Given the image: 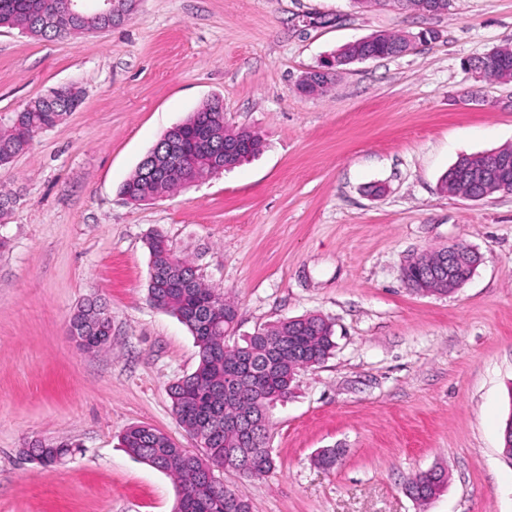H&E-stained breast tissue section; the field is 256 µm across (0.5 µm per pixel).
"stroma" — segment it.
I'll return each instance as SVG.
<instances>
[{
  "label": "stroma",
  "instance_id": "35a3bbf8",
  "mask_svg": "<svg viewBox=\"0 0 512 512\" xmlns=\"http://www.w3.org/2000/svg\"><path fill=\"white\" fill-rule=\"evenodd\" d=\"M431 30L408 53L341 70L319 97L294 85L341 45ZM512 44V0L396 11L353 0H138L103 33L39 40L0 27V118L73 83L80 106L0 166V512H174L173 479L120 444L133 425L196 443L169 384L198 349L147 298L154 230L234 301L227 345L317 314L333 355L300 371L270 411L274 468L221 472L251 512H512L500 453L512 415V193L443 191L460 155L512 146V82L464 66ZM259 131L260 155L133 205L123 182L170 127L208 100ZM457 243L482 256L445 295L404 280L407 261ZM112 317L107 348L66 332L86 299ZM34 440L76 450L44 467ZM339 448L335 467L316 464ZM445 469L427 505L409 480Z\"/></svg>",
  "mask_w": 512,
  "mask_h": 512
}]
</instances>
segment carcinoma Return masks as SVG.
Masks as SVG:
<instances>
[{"label": "carcinoma", "instance_id": "carcinoma-1", "mask_svg": "<svg viewBox=\"0 0 512 512\" xmlns=\"http://www.w3.org/2000/svg\"><path fill=\"white\" fill-rule=\"evenodd\" d=\"M65 0H0V27L43 40H56L54 19ZM136 0H125L119 19L77 22L72 31H104L121 25L135 9ZM411 40L386 32L370 47L377 58H388ZM495 66L481 64V76L512 81V45L496 48ZM82 97L59 94L40 97L21 112L0 123V165L10 163L27 150L38 132L58 124L77 109ZM241 146L249 157L263 149L262 135L252 129L224 125V107L213 99L184 122L166 131L147 155L154 157L153 172L137 167L122 185L127 202L141 204L170 195L191 182H200L236 167L241 160L224 156V148ZM150 256L149 302L175 316L193 336L198 347L196 369L169 388L172 410L186 433L202 448L192 453L148 425L127 428L121 443L135 458L173 477L178 498L175 512H251L250 504L224 487L215 472L228 467L240 475L259 479L275 465L268 442L269 407L291 394L300 370L323 364L336 348L333 324L320 315L286 318L255 331L242 345L229 346L225 337L234 328L237 311L224 292L207 284L198 266L174 250L159 232L147 237ZM442 251L425 252L404 268V278L415 291L446 295L454 288L421 276L427 265L440 262ZM69 335L83 341L86 349L102 348L112 335V320L101 302L88 299L71 316ZM73 451L63 441L28 444L24 454L32 461L51 466ZM422 493L415 501L425 504L446 481L445 471L415 475Z\"/></svg>", "mask_w": 512, "mask_h": 512}]
</instances>
